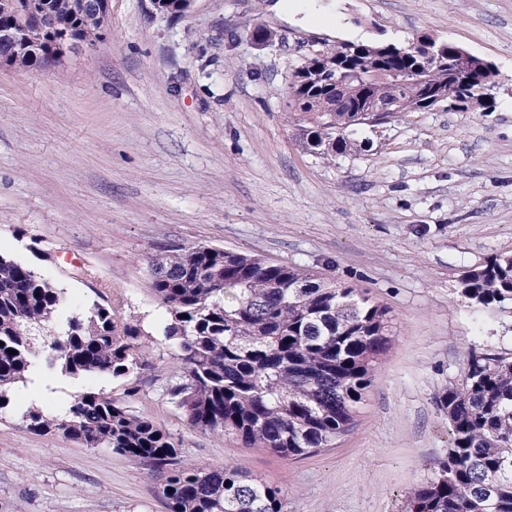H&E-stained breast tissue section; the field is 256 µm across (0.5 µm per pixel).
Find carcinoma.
Masks as SVG:
<instances>
[{"mask_svg": "<svg viewBox=\"0 0 512 512\" xmlns=\"http://www.w3.org/2000/svg\"><path fill=\"white\" fill-rule=\"evenodd\" d=\"M56 23L44 24L24 0H0V32L24 27L26 42L0 40V56L24 68L59 62L67 44L101 38L107 16L83 0H40ZM378 44L324 43L293 71L301 143L333 163L368 152L365 132L407 112H428V92L456 88L452 112L495 109L479 78L462 83L453 71L457 46L442 42L441 59L406 43L380 54ZM334 62L354 83L383 73L400 79L404 108L376 116L360 102L341 99L322 66ZM151 274V291L164 309L156 332L171 342L180 381L170 400L198 429L224 432L281 457L326 448L353 424L371 386L374 364L386 352V311L362 291L316 279L308 271L269 264L219 247L174 248ZM459 294L482 310L512 309V255L497 254L467 270ZM144 331L105 298L70 308L65 289L28 264L0 253V409L18 383L40 369L79 379L98 374L138 392L137 375L149 366ZM13 353H8V350ZM450 424L448 456L436 476L416 490L411 512H512V355L471 350L464 377L438 396ZM35 433L60 431L95 447L106 445L147 461L162 479L168 512H285V494L237 467H197L178 458L173 437L151 419L103 392L86 391L46 415L25 413Z\"/></svg>", "mask_w": 512, "mask_h": 512, "instance_id": "cac0c4a2", "label": "carcinoma"}]
</instances>
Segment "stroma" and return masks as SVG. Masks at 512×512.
Here are the masks:
<instances>
[{"label":"stroma","instance_id":"stroma-1","mask_svg":"<svg viewBox=\"0 0 512 512\" xmlns=\"http://www.w3.org/2000/svg\"><path fill=\"white\" fill-rule=\"evenodd\" d=\"M275 30L271 46L251 40ZM426 34L492 61L491 112L439 105L333 163L310 155L286 106L293 68L324 40ZM213 246L303 268L384 308L392 345L353 425L292 458L191 427L166 389L180 369L154 337L125 397L106 376L46 374L0 410V512H167L149 466L22 419L86 390L126 398L182 458L280 487L287 512H407L450 428L436 398L470 349L512 354V310L481 312L464 271L512 254V0H195L178 17L110 0L102 38L42 70L0 66V252L82 309L107 295L151 330V267Z\"/></svg>","mask_w":512,"mask_h":512}]
</instances>
